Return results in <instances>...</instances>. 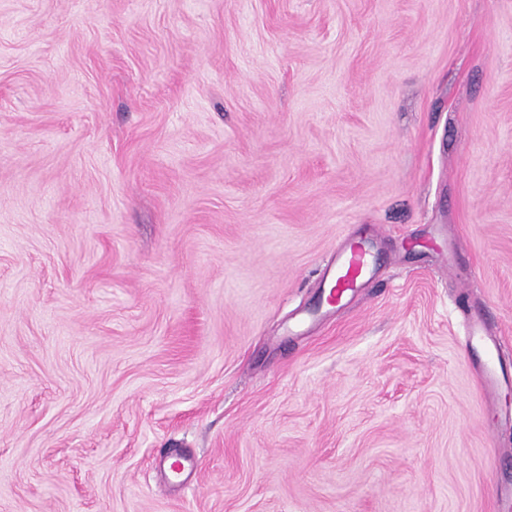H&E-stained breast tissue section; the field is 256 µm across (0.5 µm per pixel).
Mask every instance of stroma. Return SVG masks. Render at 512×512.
Returning <instances> with one entry per match:
<instances>
[{
  "label": "stroma",
  "mask_w": 512,
  "mask_h": 512,
  "mask_svg": "<svg viewBox=\"0 0 512 512\" xmlns=\"http://www.w3.org/2000/svg\"><path fill=\"white\" fill-rule=\"evenodd\" d=\"M372 230L373 281L289 335ZM509 489L512 0H0V512ZM468 344L482 346L488 360L480 373V390L490 400H494L500 382L499 374L495 364V355L500 345L496 336H488L483 322H474L468 336Z\"/></svg>",
  "instance_id": "obj_1"
}]
</instances>
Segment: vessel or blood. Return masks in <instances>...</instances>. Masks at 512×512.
<instances>
[{"label": "vessel or blood", "instance_id": "b4317fda", "mask_svg": "<svg viewBox=\"0 0 512 512\" xmlns=\"http://www.w3.org/2000/svg\"><path fill=\"white\" fill-rule=\"evenodd\" d=\"M376 242L372 235L346 237L327 262L323 278L327 284L326 304L342 302L354 295L372 280L376 268ZM469 344L482 346L488 360L480 373V390L487 398H494L500 382L494 362L499 347L497 337L487 335L484 323H474L468 336Z\"/></svg>", "mask_w": 512, "mask_h": 512}]
</instances>
